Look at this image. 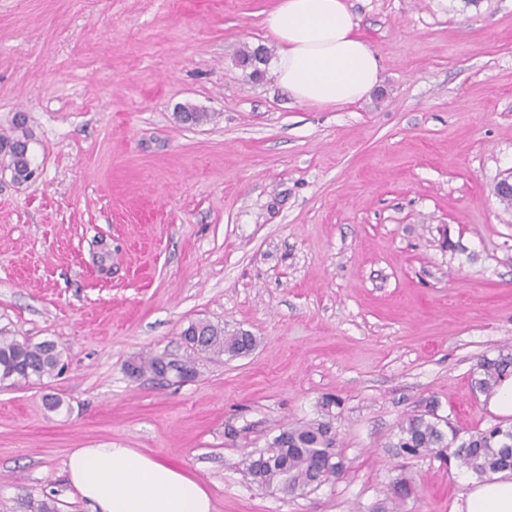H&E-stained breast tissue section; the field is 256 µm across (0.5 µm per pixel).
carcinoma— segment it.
I'll return each mask as SVG.
<instances>
[{"instance_id": "1", "label": "carcinoma", "mask_w": 512, "mask_h": 512, "mask_svg": "<svg viewBox=\"0 0 512 512\" xmlns=\"http://www.w3.org/2000/svg\"><path fill=\"white\" fill-rule=\"evenodd\" d=\"M268 50L258 46L241 52L236 65L243 70L252 68L254 61L263 64ZM0 157L7 159L13 178H28L31 161L28 154V135L0 136ZM186 339V351L181 355L135 358L136 370L157 372L165 367L181 372L197 373L199 358L227 354L237 357L255 347V338L242 331H227L221 325L195 322L181 332ZM63 350L53 341L30 343L11 336H0V383H36L59 372ZM512 374V348L503 347L494 358L480 359L471 377L473 388L487 396L499 383ZM397 441L391 447L409 456L437 453L455 460L458 467L481 479L512 472V423L499 422L485 429L462 431L448 420L428 409L409 416L401 422ZM337 434L331 420H315L280 432L270 445L266 459L272 465L261 464V457L245 459L246 473L253 483L279 491L281 471L288 473V494H303L319 486L318 466L337 472Z\"/></svg>"}]
</instances>
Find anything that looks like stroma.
<instances>
[{
	"mask_svg": "<svg viewBox=\"0 0 512 512\" xmlns=\"http://www.w3.org/2000/svg\"><path fill=\"white\" fill-rule=\"evenodd\" d=\"M273 2L0 0V135L25 119L34 171L0 172V335L68 363L0 386V512H92L66 462L106 443L200 480L215 512H456L461 468L392 443L429 403L497 421L471 374L512 345V0H348L381 82L341 109L236 66L277 53ZM201 320L257 345L190 381L127 374ZM328 395L336 475L251 483L244 459Z\"/></svg>",
	"mask_w": 512,
	"mask_h": 512,
	"instance_id": "stroma-1",
	"label": "stroma"
}]
</instances>
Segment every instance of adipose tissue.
I'll use <instances>...</instances> for the list:
<instances>
[{"label":"adipose tissue","instance_id":"1","mask_svg":"<svg viewBox=\"0 0 512 512\" xmlns=\"http://www.w3.org/2000/svg\"><path fill=\"white\" fill-rule=\"evenodd\" d=\"M263 24L278 45L270 73L297 102L342 108L379 84V58L347 0H277ZM71 484L95 512H214L206 487L133 448H78ZM460 512H512V473L470 484Z\"/></svg>","mask_w":512,"mask_h":512}]
</instances>
